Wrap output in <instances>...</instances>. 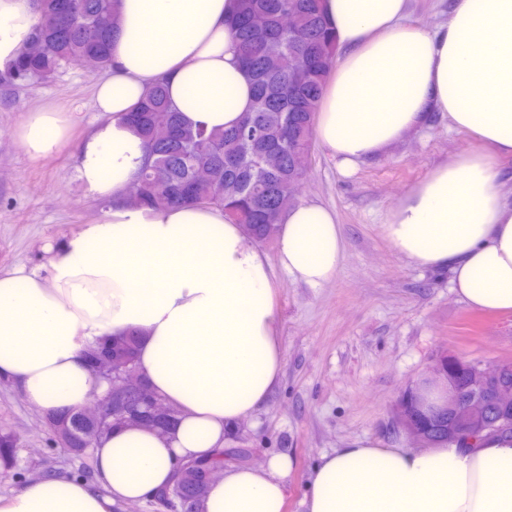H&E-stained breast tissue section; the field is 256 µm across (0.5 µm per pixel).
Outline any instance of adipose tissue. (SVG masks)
<instances>
[{
    "label": "adipose tissue",
    "mask_w": 512,
    "mask_h": 512,
    "mask_svg": "<svg viewBox=\"0 0 512 512\" xmlns=\"http://www.w3.org/2000/svg\"><path fill=\"white\" fill-rule=\"evenodd\" d=\"M340 54L316 117L318 142L346 175L421 127L429 110L479 144L436 166L389 209L383 237L417 267L445 271L466 305L512 311V0H454L447 23L407 21L408 0H325ZM235 0H120L112 65L95 89L108 119L77 172L109 200L105 217L58 246L42 270L0 273V382L50 420L107 384L86 354L135 335L138 368L175 411L166 431L116 428L91 450L92 479L52 474L0 494V512H115L172 487L178 461L212 457L278 385L285 354L272 265L296 283L332 281L345 257L334 213L303 201L268 257L217 208L135 207L126 197L145 148L127 115L163 80L183 121L224 129L252 107L228 24ZM37 22L33 0H0V74ZM64 111L29 112L18 131L34 158L64 146ZM289 456L227 466L202 512H283ZM303 512H512V440L386 448L357 439L320 455Z\"/></svg>",
    "instance_id": "obj_1"
}]
</instances>
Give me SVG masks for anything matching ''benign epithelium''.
Listing matches in <instances>:
<instances>
[{
    "label": "benign epithelium",
    "instance_id": "benign-epithelium-1",
    "mask_svg": "<svg viewBox=\"0 0 512 512\" xmlns=\"http://www.w3.org/2000/svg\"><path fill=\"white\" fill-rule=\"evenodd\" d=\"M92 375L109 383L103 396L92 395L79 414L89 420L112 424V414L123 407L133 423L161 430L171 418L167 407L155 397L146 380L137 371L124 369L112 357V349L101 346L88 353ZM512 372V361L491 365L466 362L446 353L441 354L430 370V376L408 389V397H399L392 408L396 425L417 448L439 443V436L455 442L460 437H477L512 426V389L499 385L500 379ZM441 387L443 403L427 405L419 396L420 387ZM493 402L500 416L491 421L485 414L487 403ZM448 415V428L441 425V413Z\"/></svg>",
    "mask_w": 512,
    "mask_h": 512
}]
</instances>
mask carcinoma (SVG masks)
<instances>
[{"label": "carcinoma", "mask_w": 512, "mask_h": 512, "mask_svg": "<svg viewBox=\"0 0 512 512\" xmlns=\"http://www.w3.org/2000/svg\"><path fill=\"white\" fill-rule=\"evenodd\" d=\"M39 22L31 41L16 61L10 81L46 79L75 60L93 55L103 71L111 66V43L118 0H75L74 12L58 13L57 0H35ZM239 57L254 85L252 110L230 129L207 130L184 123L173 112L164 88L157 82L137 108L134 125L142 137L145 157L135 175L129 201L137 206L163 208L196 205L219 208L227 220L243 225L256 242L274 239L288 207L295 204L288 186L308 173L318 104L336 59V38L324 12V0H236ZM295 25L288 28V14ZM317 54L322 69L302 74L299 60ZM175 126L181 137L173 141ZM210 171V182L193 197L175 187L194 175L198 164ZM219 186L222 193L213 194ZM118 354L130 370L137 369L136 340H116ZM95 444L111 431L78 413L54 429L55 437L69 432ZM199 470L180 469L170 504L175 512H199L205 492Z\"/></svg>", "instance_id": "obj_1"}]
</instances>
